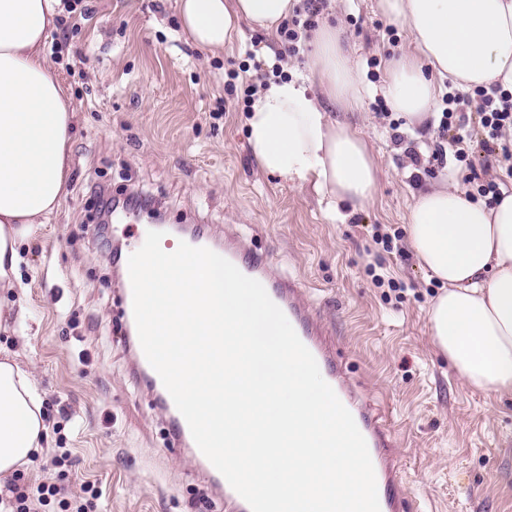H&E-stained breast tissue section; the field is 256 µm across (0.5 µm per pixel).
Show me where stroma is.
<instances>
[{
	"mask_svg": "<svg viewBox=\"0 0 512 512\" xmlns=\"http://www.w3.org/2000/svg\"><path fill=\"white\" fill-rule=\"evenodd\" d=\"M83 2L52 32L67 39L51 66L75 109L66 195L50 223L18 242L17 285L0 292V352L32 373L47 447L70 456L50 473L32 462L25 484L51 481L68 499L93 486L95 512H224L119 332V253L137 245L142 225L187 224L217 242L232 228L306 289L338 361L387 420L415 512H512V396L470 387L435 350L428 309L440 283L372 240L375 225L405 229L420 189L461 179L450 163L411 180L405 147L376 109L389 62L411 49L406 27L377 0H327L319 15L344 32L363 98L342 118L378 170L373 199L334 224L309 189L257 167L244 105L224 90L242 65L254 85L273 80L279 35L247 27L213 55L182 40L176 0ZM96 184L120 199L142 194L150 207L99 232ZM374 268L403 281V296L375 287Z\"/></svg>",
	"mask_w": 512,
	"mask_h": 512,
	"instance_id": "1",
	"label": "stroma"
}]
</instances>
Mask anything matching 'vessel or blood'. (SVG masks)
I'll return each instance as SVG.
<instances>
[{
  "label": "vessel or blood",
  "mask_w": 512,
  "mask_h": 512,
  "mask_svg": "<svg viewBox=\"0 0 512 512\" xmlns=\"http://www.w3.org/2000/svg\"><path fill=\"white\" fill-rule=\"evenodd\" d=\"M218 253L244 275L258 280L264 286L270 298L281 308L288 320L295 324L297 335L312 353L319 368L326 371L329 385L351 412L367 442L375 470L380 512H409L390 433L382 420L367 408L337 365L335 345L324 326L315 319L304 288L296 280L274 276L270 261L263 255L250 253L243 239L233 232H225L224 244L219 247ZM126 342L138 369L153 384L157 404L170 416L178 445L190 448L193 456L197 457L209 481L221 492L225 512H251L247 502L229 485L206 456L202 455L200 449H197L185 418L176 408L160 376L147 361L138 335L127 336Z\"/></svg>",
  "instance_id": "vessel-or-blood-1"
}]
</instances>
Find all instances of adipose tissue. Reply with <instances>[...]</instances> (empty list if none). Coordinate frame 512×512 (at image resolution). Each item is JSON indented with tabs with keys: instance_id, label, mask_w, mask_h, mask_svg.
<instances>
[{
	"instance_id": "adipose-tissue-1",
	"label": "adipose tissue",
	"mask_w": 512,
	"mask_h": 512,
	"mask_svg": "<svg viewBox=\"0 0 512 512\" xmlns=\"http://www.w3.org/2000/svg\"><path fill=\"white\" fill-rule=\"evenodd\" d=\"M185 39L219 55L243 27L269 34L300 0H177ZM404 24L413 51L391 61L392 111L423 126L441 80L469 90L512 91V0H377ZM63 0H0V290L16 286V243L59 209L69 175L74 109L44 46ZM340 26L311 33L307 78L270 81L243 121L249 153L266 174L309 187L328 215L374 196L377 167L356 129L325 101L358 108L361 87ZM407 236L420 269L442 285L429 309L435 348L468 384L512 394V191L476 200L454 185L419 191ZM41 402L28 371L0 360V479L25 469L46 443Z\"/></svg>"
}]
</instances>
